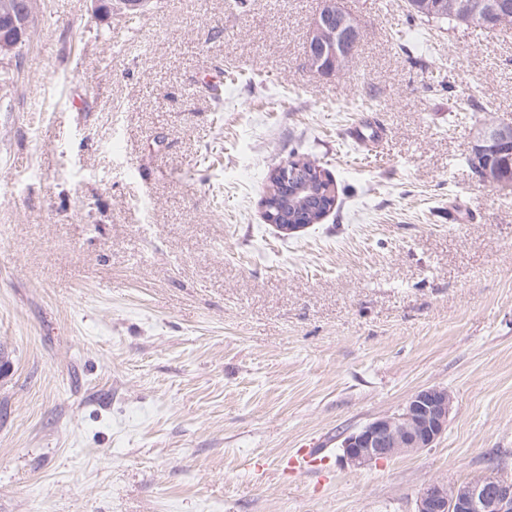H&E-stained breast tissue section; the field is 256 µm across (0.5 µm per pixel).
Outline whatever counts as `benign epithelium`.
<instances>
[{"mask_svg":"<svg viewBox=\"0 0 512 512\" xmlns=\"http://www.w3.org/2000/svg\"><path fill=\"white\" fill-rule=\"evenodd\" d=\"M422 9L451 14L467 24L480 16L494 29L512 25V12L499 0H439L423 3ZM343 33L336 29V0H324V9L314 19L307 44V62L322 73L342 71L351 61L350 43L359 35L354 19L344 17ZM499 144H512V122L492 120L481 124L474 136L469 161L482 182L509 191L499 182L488 157ZM278 184L286 186L303 177L299 167L281 165L272 171ZM454 406L448 388L429 386L414 392L398 411L372 419L353 432L340 436L343 463L361 468L371 463L431 448L444 433ZM415 512H512V477L491 471L463 487H450L441 480L425 484L416 498Z\"/></svg>","mask_w":512,"mask_h":512,"instance_id":"benign-epithelium-1","label":"benign epithelium"}]
</instances>
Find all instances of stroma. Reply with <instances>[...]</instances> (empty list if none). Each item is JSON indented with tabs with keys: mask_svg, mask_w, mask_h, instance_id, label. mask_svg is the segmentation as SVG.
Here are the masks:
<instances>
[{
	"mask_svg": "<svg viewBox=\"0 0 512 512\" xmlns=\"http://www.w3.org/2000/svg\"><path fill=\"white\" fill-rule=\"evenodd\" d=\"M322 3L35 0L0 60V512H414L429 481L512 474V192L468 164L512 120V27L341 0L360 39L326 75ZM207 65L245 75L223 107ZM363 120L382 152L346 138ZM295 150L339 196L284 237L261 199ZM434 385L433 447L340 462ZM499 144H512V122L492 120L481 124L473 139L469 161L471 168L479 172L483 183L510 191L511 185L499 182L487 161L492 149Z\"/></svg>",
	"mask_w": 512,
	"mask_h": 512,
	"instance_id": "1",
	"label": "stroma"
}]
</instances>
